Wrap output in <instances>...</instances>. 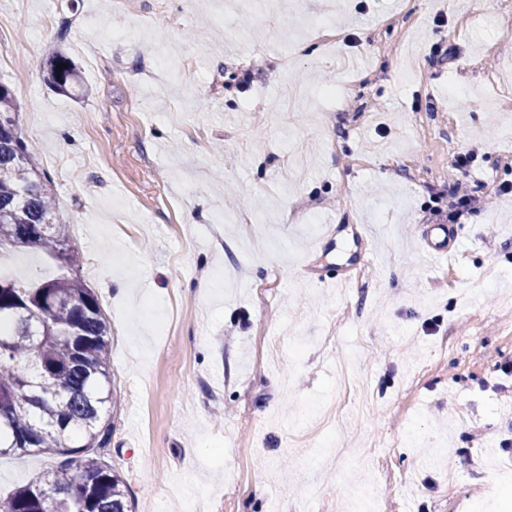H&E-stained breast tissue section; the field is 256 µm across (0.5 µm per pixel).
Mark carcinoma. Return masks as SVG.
Listing matches in <instances>:
<instances>
[{
    "mask_svg": "<svg viewBox=\"0 0 512 512\" xmlns=\"http://www.w3.org/2000/svg\"><path fill=\"white\" fill-rule=\"evenodd\" d=\"M77 78L70 57H49L46 83L67 93ZM33 154L0 82V257L40 249L54 268L48 278L0 275V457H64L12 490L0 512H133L119 473L91 454L111 439L110 327Z\"/></svg>",
    "mask_w": 512,
    "mask_h": 512,
    "instance_id": "obj_1",
    "label": "carcinoma"
}]
</instances>
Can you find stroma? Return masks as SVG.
Masks as SVG:
<instances>
[{"label": "stroma", "instance_id": "stroma-1", "mask_svg": "<svg viewBox=\"0 0 512 512\" xmlns=\"http://www.w3.org/2000/svg\"><path fill=\"white\" fill-rule=\"evenodd\" d=\"M292 2L0 0V82L110 326L97 454L136 512H302L312 485L344 512H458L512 465V0ZM57 49L77 95L43 79ZM452 181L491 203L437 258ZM58 463L0 457V496ZM427 250L433 255L450 253L452 246L451 235L446 224H434L427 230L425 237Z\"/></svg>", "mask_w": 512, "mask_h": 512}]
</instances>
